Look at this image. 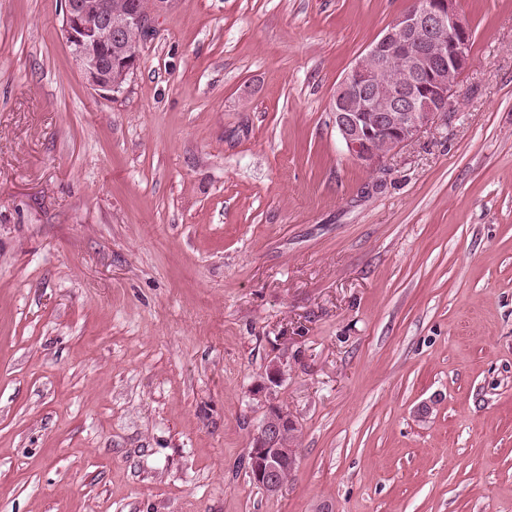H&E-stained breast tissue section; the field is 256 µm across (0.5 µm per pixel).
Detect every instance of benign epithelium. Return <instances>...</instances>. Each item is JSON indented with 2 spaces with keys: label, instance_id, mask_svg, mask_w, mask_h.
I'll return each mask as SVG.
<instances>
[{
  "label": "benign epithelium",
  "instance_id": "obj_1",
  "mask_svg": "<svg viewBox=\"0 0 512 512\" xmlns=\"http://www.w3.org/2000/svg\"><path fill=\"white\" fill-rule=\"evenodd\" d=\"M172 0H149L146 10L112 18V0H62L66 45L86 83L106 96L123 92L112 80V62L123 63L130 79L139 59L113 50L123 31L135 28L143 38L155 32L154 17ZM472 29L459 0H414L398 14L345 74L331 103V122L349 157L361 167L377 170L385 159L413 141L434 119L455 107L463 72L471 63ZM402 65L403 74L390 87L381 84L385 69ZM281 364L266 372L253 392L264 407L261 424L249 448V476L264 491L283 488V474L297 465V449L283 446L296 426L293 415L275 402L282 379Z\"/></svg>",
  "mask_w": 512,
  "mask_h": 512
}]
</instances>
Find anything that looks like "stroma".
Listing matches in <instances>:
<instances>
[{
	"mask_svg": "<svg viewBox=\"0 0 512 512\" xmlns=\"http://www.w3.org/2000/svg\"><path fill=\"white\" fill-rule=\"evenodd\" d=\"M409 3L173 0L108 98L0 0V512H512V0L373 172L330 102ZM282 375L281 364H271L266 372V381L258 384L253 392V396L263 404L264 414L249 444L248 472L253 483L270 494L283 488L284 472L293 471L297 465L300 431L291 412L277 404L273 397ZM293 427L284 438L283 446V437Z\"/></svg>",
	"mask_w": 512,
	"mask_h": 512,
	"instance_id": "obj_1",
	"label": "stroma"
}]
</instances>
